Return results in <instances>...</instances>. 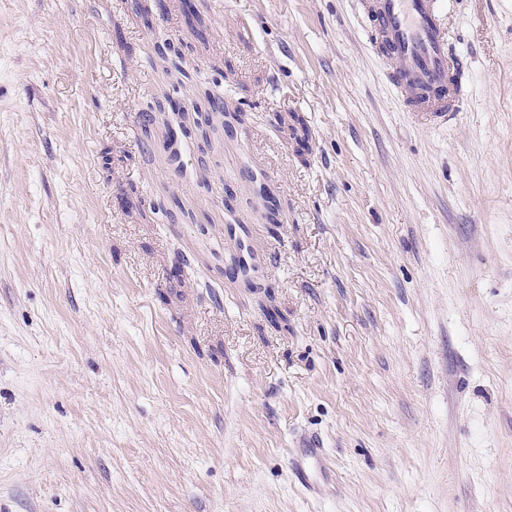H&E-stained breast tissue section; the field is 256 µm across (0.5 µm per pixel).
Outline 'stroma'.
<instances>
[{"label": "stroma", "instance_id": "1", "mask_svg": "<svg viewBox=\"0 0 512 512\" xmlns=\"http://www.w3.org/2000/svg\"><path fill=\"white\" fill-rule=\"evenodd\" d=\"M130 2L0 0V512H512V0L428 127L354 0ZM322 448L313 447L303 443L289 458V466L299 483L308 488L311 485V476L315 470H325L322 458Z\"/></svg>", "mask_w": 512, "mask_h": 512}]
</instances>
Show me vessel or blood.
I'll use <instances>...</instances> for the list:
<instances>
[{"label": "vessel or blood", "mask_w": 512, "mask_h": 512, "mask_svg": "<svg viewBox=\"0 0 512 512\" xmlns=\"http://www.w3.org/2000/svg\"><path fill=\"white\" fill-rule=\"evenodd\" d=\"M370 45L383 60L387 82L405 95L407 111L444 125L464 95V70L448 43L447 0H359ZM303 487L323 470L320 448L305 443L289 458Z\"/></svg>", "instance_id": "b4317fda"}]
</instances>
